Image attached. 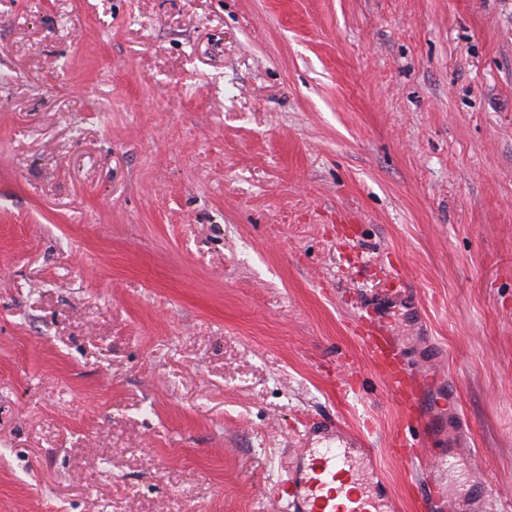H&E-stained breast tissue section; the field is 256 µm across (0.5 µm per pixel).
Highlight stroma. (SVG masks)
Returning <instances> with one entry per match:
<instances>
[{
  "label": "stroma",
  "mask_w": 512,
  "mask_h": 512,
  "mask_svg": "<svg viewBox=\"0 0 512 512\" xmlns=\"http://www.w3.org/2000/svg\"><path fill=\"white\" fill-rule=\"evenodd\" d=\"M378 319L512 512V0H0V512H293L320 418L401 495Z\"/></svg>",
  "instance_id": "1"
}]
</instances>
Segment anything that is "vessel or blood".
<instances>
[{
	"mask_svg": "<svg viewBox=\"0 0 512 512\" xmlns=\"http://www.w3.org/2000/svg\"><path fill=\"white\" fill-rule=\"evenodd\" d=\"M364 342L373 365L382 374L386 387L398 403L407 427L391 442V453L409 456L427 472H436V461L428 459L427 445L437 435L430 391L434 384L445 385L448 397H456L457 387L446 371L408 372L396 361L400 340L384 331L366 336ZM321 447L298 450L289 462L283 495L296 512H390L384 486L370 490L358 483L355 461L368 458L373 450L364 437L350 433L338 421L328 419L317 428ZM446 489L438 480L425 484L410 481L403 500L414 512H439Z\"/></svg>",
	"mask_w": 512,
	"mask_h": 512,
	"instance_id": "b4317fda",
	"label": "vessel or blood"
}]
</instances>
